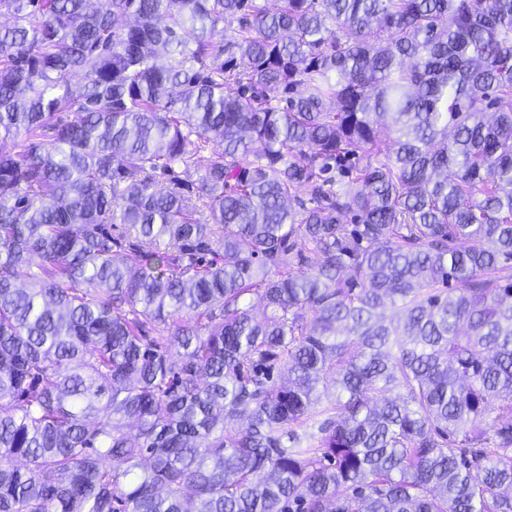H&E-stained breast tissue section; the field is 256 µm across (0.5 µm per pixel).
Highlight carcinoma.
I'll return each mask as SVG.
<instances>
[{"label": "carcinoma", "mask_w": 512, "mask_h": 512, "mask_svg": "<svg viewBox=\"0 0 512 512\" xmlns=\"http://www.w3.org/2000/svg\"><path fill=\"white\" fill-rule=\"evenodd\" d=\"M277 2L0 0V512H512V0Z\"/></svg>", "instance_id": "carcinoma-1"}]
</instances>
